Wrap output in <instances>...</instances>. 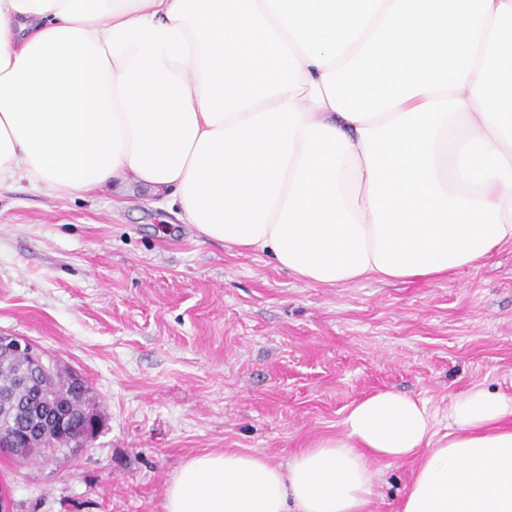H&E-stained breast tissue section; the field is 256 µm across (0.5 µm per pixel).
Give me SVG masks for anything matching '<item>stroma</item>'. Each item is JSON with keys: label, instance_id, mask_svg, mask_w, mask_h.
<instances>
[{"label": "stroma", "instance_id": "1", "mask_svg": "<svg viewBox=\"0 0 512 512\" xmlns=\"http://www.w3.org/2000/svg\"><path fill=\"white\" fill-rule=\"evenodd\" d=\"M79 371L102 427L83 454L0 456L13 512H164L190 457L283 462L394 390L437 430L480 385L512 397V244L433 282H302L200 236L167 195L0 186V333ZM418 458L378 462L372 512H399Z\"/></svg>", "mask_w": 512, "mask_h": 512}]
</instances>
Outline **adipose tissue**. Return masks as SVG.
I'll return each mask as SVG.
<instances>
[{
  "mask_svg": "<svg viewBox=\"0 0 512 512\" xmlns=\"http://www.w3.org/2000/svg\"><path fill=\"white\" fill-rule=\"evenodd\" d=\"M134 178L198 233L309 283L434 282L512 243V0H0V186ZM437 435L392 391L287 464L188 459L165 512H512V400ZM424 453L425 450L422 449L408 460H383L376 463L380 475L374 489L373 512H399L411 470L419 464Z\"/></svg>",
  "mask_w": 512,
  "mask_h": 512,
  "instance_id": "ef3b65f1",
  "label": "adipose tissue"
}]
</instances>
